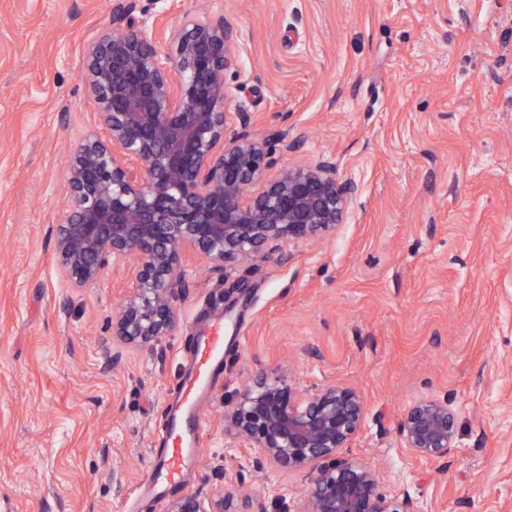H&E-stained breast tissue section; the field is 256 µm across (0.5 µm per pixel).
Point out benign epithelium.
<instances>
[{
  "label": "benign epithelium",
  "instance_id": "1",
  "mask_svg": "<svg viewBox=\"0 0 512 512\" xmlns=\"http://www.w3.org/2000/svg\"><path fill=\"white\" fill-rule=\"evenodd\" d=\"M171 52L130 24L99 31L86 45L85 83L105 138L88 135L67 171L71 204L54 225L57 268L73 288H86L112 267L129 293L112 335L124 344H158L178 317L182 257L193 251L211 270L251 259L283 241L313 240L342 223L352 184L336 164L297 166L249 186L267 168L265 142L246 112H233L225 85L238 32L222 16L183 13L164 32ZM235 123L231 137L226 130ZM352 388L332 385L296 393L282 374L263 379L226 403V432L261 449L277 467L311 474L303 512H413L408 495L387 494L378 474L338 455L364 419ZM400 433L415 455L442 461L455 447L448 400L425 399L404 413ZM164 512H262L247 496L209 508L194 494Z\"/></svg>",
  "mask_w": 512,
  "mask_h": 512
}]
</instances>
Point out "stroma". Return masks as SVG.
<instances>
[{
	"mask_svg": "<svg viewBox=\"0 0 512 512\" xmlns=\"http://www.w3.org/2000/svg\"><path fill=\"white\" fill-rule=\"evenodd\" d=\"M0 0V512H139L171 390L200 322L224 317V370L204 400L205 453L186 493L243 490L301 512L307 470L282 471L224 431V403L263 377L363 398L341 454L372 463L414 512H512V0ZM239 32L225 81L266 143L269 175L328 159L358 190L326 238L225 271L185 254L180 325L125 346L124 276L74 289L52 224L66 169L97 131L86 43L185 10ZM447 399V462L399 423Z\"/></svg>",
	"mask_w": 512,
	"mask_h": 512,
	"instance_id": "35a3bbf8",
	"label": "stroma"
}]
</instances>
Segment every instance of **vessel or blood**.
Returning <instances> with one entry per match:
<instances>
[{"instance_id": "1", "label": "vessel or blood", "mask_w": 512, "mask_h": 512, "mask_svg": "<svg viewBox=\"0 0 512 512\" xmlns=\"http://www.w3.org/2000/svg\"><path fill=\"white\" fill-rule=\"evenodd\" d=\"M223 358L224 319L219 316L212 320L207 331L193 338L190 366L182 375L177 395L168 403L158 428V448L147 474L152 487L166 490L183 487L191 466L201 460L203 451L195 439L204 422L199 400L208 387L210 374L221 367Z\"/></svg>"}]
</instances>
